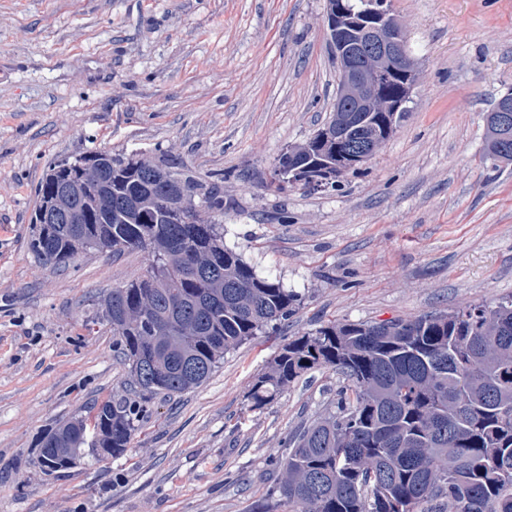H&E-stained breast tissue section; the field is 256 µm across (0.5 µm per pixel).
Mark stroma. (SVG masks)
Wrapping results in <instances>:
<instances>
[{
    "label": "stroma",
    "mask_w": 512,
    "mask_h": 512,
    "mask_svg": "<svg viewBox=\"0 0 512 512\" xmlns=\"http://www.w3.org/2000/svg\"><path fill=\"white\" fill-rule=\"evenodd\" d=\"M390 5L418 63L409 112L317 189L274 170L332 114L326 0H0V512H253L270 457L338 383L320 367L251 410L286 340L512 296V164L485 140L512 92V0ZM101 149L217 184L224 214L202 218L300 306L200 386L149 398L123 456L49 474L42 432L131 394L104 300L151 255L91 251L56 269L28 246L49 164Z\"/></svg>",
    "instance_id": "35a3bbf8"
}]
</instances>
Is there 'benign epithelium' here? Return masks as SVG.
<instances>
[{"label":"benign epithelium","instance_id":"1","mask_svg":"<svg viewBox=\"0 0 512 512\" xmlns=\"http://www.w3.org/2000/svg\"><path fill=\"white\" fill-rule=\"evenodd\" d=\"M328 43L338 62V87L333 109L336 124V171L328 172L304 158L307 146H290L282 157L288 166H276L278 181L307 182L323 187L344 172L367 162L395 130V120L408 111L407 103L418 76L405 35L390 13L388 0L378 7L355 12L344 0H327ZM383 112L382 128L363 138L350 135L359 125L358 113ZM165 177L180 188L177 208L190 215L189 221L204 223L200 207L189 197L179 175L168 169Z\"/></svg>","mask_w":512,"mask_h":512}]
</instances>
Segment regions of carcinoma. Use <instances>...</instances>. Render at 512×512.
Here are the masks:
<instances>
[{
  "label": "carcinoma",
  "mask_w": 512,
  "mask_h": 512,
  "mask_svg": "<svg viewBox=\"0 0 512 512\" xmlns=\"http://www.w3.org/2000/svg\"><path fill=\"white\" fill-rule=\"evenodd\" d=\"M486 119L488 155L511 164L512 129L504 139ZM94 162L81 155L71 172L42 179L37 210L61 207L70 223L35 225L30 248L55 268L90 250H150V270L105 301L140 394L201 385L225 353L295 315L298 293L227 248L224 225L189 224L159 206L169 185L140 161L114 154L97 178L80 180ZM189 184L207 208L224 210L218 186ZM322 366L341 377L335 411L270 459L280 477L269 496L289 512H512L511 298L383 324L329 322L283 344L257 377L251 408ZM146 414L142 399L101 403L91 423L42 434L39 463L86 447L118 458Z\"/></svg>",
  "instance_id": "carcinoma-1"
}]
</instances>
